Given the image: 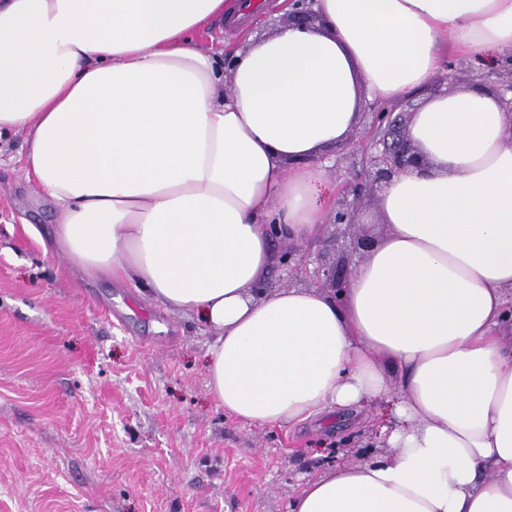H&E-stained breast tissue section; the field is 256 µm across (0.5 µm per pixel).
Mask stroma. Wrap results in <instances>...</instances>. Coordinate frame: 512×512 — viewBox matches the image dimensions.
Returning <instances> with one entry per match:
<instances>
[{"instance_id":"35a3bbf8","label":"stroma","mask_w":512,"mask_h":512,"mask_svg":"<svg viewBox=\"0 0 512 512\" xmlns=\"http://www.w3.org/2000/svg\"><path fill=\"white\" fill-rule=\"evenodd\" d=\"M0 136V512H288L324 464L379 447L376 408L248 425L206 388L213 340L53 253V209Z\"/></svg>"}]
</instances>
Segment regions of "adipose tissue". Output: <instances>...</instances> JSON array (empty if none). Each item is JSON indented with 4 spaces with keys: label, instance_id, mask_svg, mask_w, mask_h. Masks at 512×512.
<instances>
[{
    "label": "adipose tissue",
    "instance_id": "1",
    "mask_svg": "<svg viewBox=\"0 0 512 512\" xmlns=\"http://www.w3.org/2000/svg\"><path fill=\"white\" fill-rule=\"evenodd\" d=\"M238 0H0V134L91 276L194 314L210 396L261 426L383 402V450L324 468L288 512H512L511 118L434 95L446 43L512 56V0H316L240 53L201 38ZM424 102L349 288L263 289L274 239L321 237L318 158L365 101Z\"/></svg>",
    "mask_w": 512,
    "mask_h": 512
}]
</instances>
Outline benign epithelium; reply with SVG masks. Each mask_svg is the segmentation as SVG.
<instances>
[{"mask_svg":"<svg viewBox=\"0 0 512 512\" xmlns=\"http://www.w3.org/2000/svg\"><path fill=\"white\" fill-rule=\"evenodd\" d=\"M315 0H288L292 11L288 15L291 25L307 26L313 23L316 12L313 10ZM477 86L494 92L503 98L504 111L512 113V62L500 67L493 66L480 75ZM373 129L383 133L379 140L359 144L351 140L348 155L354 157L361 167L360 175L364 179L345 182L333 204V223L336 224V237L333 247L336 260L326 261L325 256L316 259V266L308 269L304 256L288 253V267L305 274L310 284L336 292L348 287L350 275L347 270L348 256L355 249L368 247L363 238H349L350 229L358 225V209L365 197L370 195V186L385 185L395 176L410 167H418L422 158L407 135L408 115L400 106H380L376 103L367 105Z\"/></svg>","mask_w":512,"mask_h":512,"instance_id":"1","label":"benign epithelium"}]
</instances>
